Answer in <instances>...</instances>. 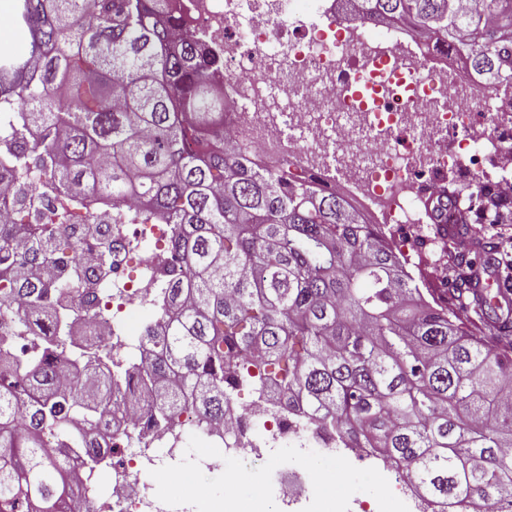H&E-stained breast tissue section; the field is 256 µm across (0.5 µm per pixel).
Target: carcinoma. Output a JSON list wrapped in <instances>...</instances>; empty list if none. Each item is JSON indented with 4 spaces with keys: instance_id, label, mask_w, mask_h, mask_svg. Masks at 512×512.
I'll list each match as a JSON object with an SVG mask.
<instances>
[{
    "instance_id": "1",
    "label": "carcinoma",
    "mask_w": 512,
    "mask_h": 512,
    "mask_svg": "<svg viewBox=\"0 0 512 512\" xmlns=\"http://www.w3.org/2000/svg\"><path fill=\"white\" fill-rule=\"evenodd\" d=\"M508 0H363L379 15L443 37L467 30L471 69L512 86ZM30 33L24 56H0V172L15 198L0 215V335L30 337L19 359L0 348V512H90L70 469L79 450H112L100 429L112 409V367L79 339L101 306L76 259L103 236L91 203L115 224H169L180 267L160 276L149 361L124 373L151 389L164 422L191 402L224 422L244 386L300 420L367 448L420 497L462 512H512V341L480 336L483 301L424 299L392 247L336 190L286 168L257 166L224 140V57L179 37L172 0H17ZM48 193L84 210L53 229L28 223ZM444 236L511 224L512 200L479 182L462 210H437ZM124 245L108 239L106 272ZM71 254L66 264L60 252Z\"/></svg>"
}]
</instances>
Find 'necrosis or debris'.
Segmentation results:
<instances>
[{
	"instance_id": "necrosis-or-debris-1",
	"label": "necrosis or debris",
	"mask_w": 512,
	"mask_h": 512,
	"mask_svg": "<svg viewBox=\"0 0 512 512\" xmlns=\"http://www.w3.org/2000/svg\"><path fill=\"white\" fill-rule=\"evenodd\" d=\"M187 33L224 55L226 145L256 162L320 172L383 234L397 236L411 261L409 229L432 220L433 178L466 153L479 166L486 148L512 155V96L490 93L476 75L460 76L448 46L410 39L396 23L352 21L357 0H178ZM432 75L418 80L423 60ZM126 248L100 286L110 318L90 333L112 347V361L141 358L142 343L118 334L116 319L153 303L157 276L171 258L166 224H123ZM218 426L185 405L172 421L153 423L148 406L113 414L112 480L91 497V512H170L147 472L185 452L195 434L225 456L264 460L282 444L326 449L309 425L274 416L255 399L230 405Z\"/></svg>"
}]
</instances>
